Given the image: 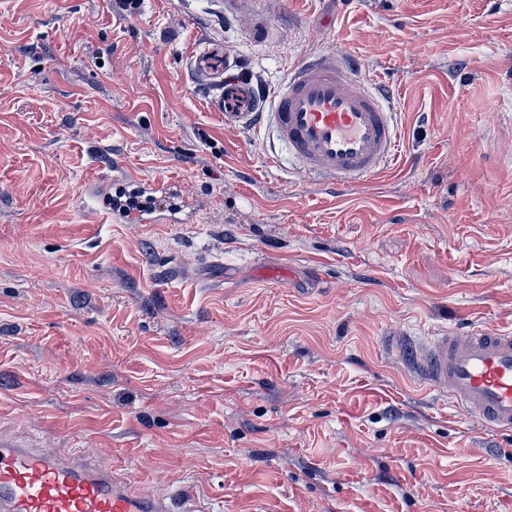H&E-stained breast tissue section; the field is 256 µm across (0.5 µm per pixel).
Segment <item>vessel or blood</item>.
I'll list each match as a JSON object with an SVG mask.
<instances>
[{
	"label": "vessel or blood",
	"instance_id": "b4317fda",
	"mask_svg": "<svg viewBox=\"0 0 512 512\" xmlns=\"http://www.w3.org/2000/svg\"><path fill=\"white\" fill-rule=\"evenodd\" d=\"M223 87L211 100L228 127H272L289 158L315 177L347 189L385 170L397 156L401 129L384 89L326 58L298 63L273 94L268 112H244L250 99L236 59L224 60ZM106 220L161 224L157 209L104 208ZM413 364L454 407L488 428L512 433V331L448 329L415 346ZM0 512H203L191 491L167 497L135 493L112 469L78 463L0 439Z\"/></svg>",
	"mask_w": 512,
	"mask_h": 512
}]
</instances>
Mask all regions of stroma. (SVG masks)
<instances>
[{
    "label": "stroma",
    "instance_id": "stroma-1",
    "mask_svg": "<svg viewBox=\"0 0 512 512\" xmlns=\"http://www.w3.org/2000/svg\"><path fill=\"white\" fill-rule=\"evenodd\" d=\"M227 54L260 102L354 60L401 164L273 161L206 103ZM160 177L174 223H104ZM473 325L512 330V0H0V438L211 512H512V435L404 355Z\"/></svg>",
    "mask_w": 512,
    "mask_h": 512
}]
</instances>
